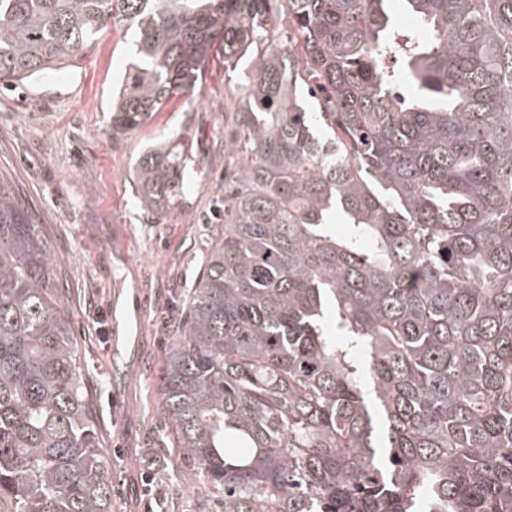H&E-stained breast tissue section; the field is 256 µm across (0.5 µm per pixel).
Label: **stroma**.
Returning <instances> with one entry per match:
<instances>
[{"mask_svg":"<svg viewBox=\"0 0 512 512\" xmlns=\"http://www.w3.org/2000/svg\"><path fill=\"white\" fill-rule=\"evenodd\" d=\"M131 61L130 33L111 25L64 77L0 88V173L36 213L53 273L68 285L74 334L98 397V439L113 452L112 512H145L153 484L167 490L162 512H197L199 483L187 466L151 463L165 429L156 383L172 324L203 271L234 132L224 105L237 100L239 77L213 52L190 103L173 101L116 135L112 92ZM162 141L187 161L182 197L156 223L139 205L132 174ZM115 395L123 403L117 414Z\"/></svg>","mask_w":512,"mask_h":512,"instance_id":"obj_1","label":"stroma"}]
</instances>
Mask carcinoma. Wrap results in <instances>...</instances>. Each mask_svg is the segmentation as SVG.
<instances>
[{
	"instance_id": "cac0c4a2",
	"label": "carcinoma",
	"mask_w": 512,
	"mask_h": 512,
	"mask_svg": "<svg viewBox=\"0 0 512 512\" xmlns=\"http://www.w3.org/2000/svg\"><path fill=\"white\" fill-rule=\"evenodd\" d=\"M388 2L0 0L1 82L133 32L118 134L191 98L214 50L251 60L237 188L160 385L165 448L220 512H512V0H401L427 41ZM183 165L140 156L145 211ZM96 423L49 241L1 177L0 512H112ZM392 28L396 33H405L407 35L416 34L421 39H427L429 34L420 25L418 19L408 13L401 2L394 0L390 12Z\"/></svg>"
}]
</instances>
